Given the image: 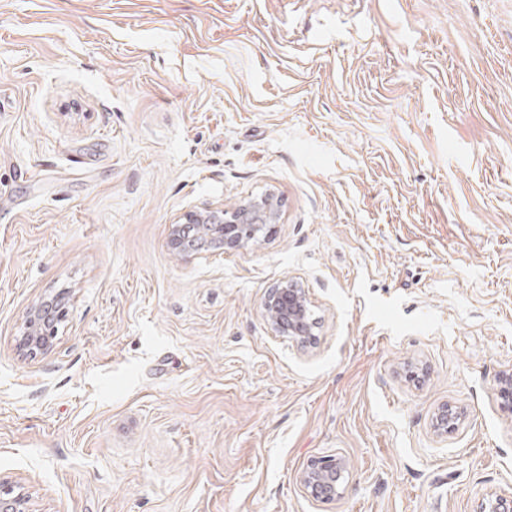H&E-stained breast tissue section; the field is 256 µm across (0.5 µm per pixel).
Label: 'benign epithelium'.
<instances>
[{"instance_id": "benign-epithelium-1", "label": "benign epithelium", "mask_w": 512, "mask_h": 512, "mask_svg": "<svg viewBox=\"0 0 512 512\" xmlns=\"http://www.w3.org/2000/svg\"><path fill=\"white\" fill-rule=\"evenodd\" d=\"M277 220V206L270 197L244 200L230 208L189 211L170 225V244L184 255L200 253L205 238L226 249L244 248ZM263 309L265 321L275 335L287 337L302 348L313 343L314 321L309 319L307 295L295 279L285 277L273 284ZM63 314L58 297L38 302L28 313L27 331L19 340L20 350L30 354L49 350L56 323ZM461 418V412L444 406L432 420V429L437 436L444 437ZM345 470L342 457H320L302 471L300 483L311 497L334 500L339 496L336 479ZM0 512H29L26 497L9 485L0 486ZM480 512H512V494L495 495L481 504Z\"/></svg>"}]
</instances>
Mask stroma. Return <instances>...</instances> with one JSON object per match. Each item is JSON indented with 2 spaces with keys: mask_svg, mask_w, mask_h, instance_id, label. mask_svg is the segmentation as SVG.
<instances>
[{
  "mask_svg": "<svg viewBox=\"0 0 512 512\" xmlns=\"http://www.w3.org/2000/svg\"><path fill=\"white\" fill-rule=\"evenodd\" d=\"M264 196L258 241L170 250ZM284 277L312 347L263 318ZM510 373L512 0H0V481L31 512H478ZM278 217L277 206L270 197L240 201L230 208L189 211L170 225V244L184 255L201 253L203 238L224 250L245 248L276 224ZM60 299H43L30 310L26 321L27 331L19 340L20 350L33 354L48 351L52 347L56 323L64 314ZM461 411L453 410L452 407L444 406L432 420V429L439 437L448 436V432L456 427V422L461 420ZM345 470L346 462L342 457H320L302 471L300 483L311 497L334 500L340 494L336 487V479Z\"/></svg>",
  "mask_w": 512,
  "mask_h": 512,
  "instance_id": "35a3bbf8",
  "label": "stroma"
}]
</instances>
